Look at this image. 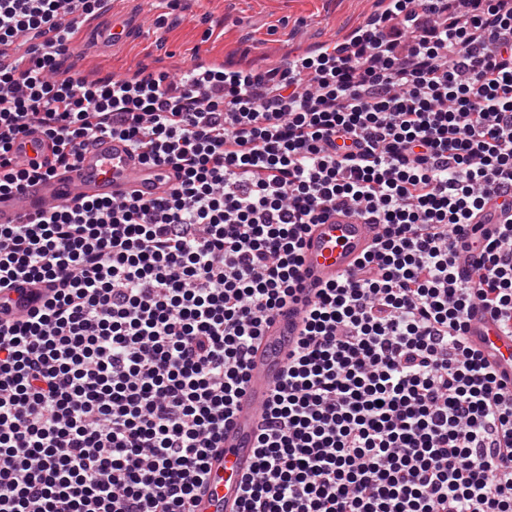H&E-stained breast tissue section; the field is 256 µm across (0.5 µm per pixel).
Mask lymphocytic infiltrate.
Here are the masks:
<instances>
[{
	"label": "lymphocytic infiltrate",
	"mask_w": 512,
	"mask_h": 512,
	"mask_svg": "<svg viewBox=\"0 0 512 512\" xmlns=\"http://www.w3.org/2000/svg\"><path fill=\"white\" fill-rule=\"evenodd\" d=\"M106 2L0 0V199L105 136L177 184L0 225V307L32 304L0 317V512H193L292 303L241 512H512V387L468 336L477 306L512 335V0H390L281 71L62 76ZM35 131L52 156L18 160ZM338 210L381 231L305 299Z\"/></svg>",
	"instance_id": "obj_1"
}]
</instances>
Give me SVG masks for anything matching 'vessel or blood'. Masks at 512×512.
Wrapping results in <instances>:
<instances>
[{
	"mask_svg": "<svg viewBox=\"0 0 512 512\" xmlns=\"http://www.w3.org/2000/svg\"><path fill=\"white\" fill-rule=\"evenodd\" d=\"M21 159L49 154L52 144L39 134L17 138ZM172 168L142 164L130 156L126 144L104 137L89 146L77 166L53 178L27 185L0 201V224H18L50 204H66L94 197L136 196L145 200L166 197L176 184ZM378 225L347 214H332L325 223L311 225L305 236L301 277L306 294L351 271L372 244ZM301 305L295 304L266 324L258 348L249 359V380L233 418L224 426V443L208 459V483L197 495L194 512H239L241 478L256 464L257 420L279 383L289 351L298 335ZM470 336L501 378L512 382V336L502 335L483 309L471 315Z\"/></svg>",
	"mask_w": 512,
	"mask_h": 512,
	"instance_id": "b4317fda",
	"label": "vessel or blood"
}]
</instances>
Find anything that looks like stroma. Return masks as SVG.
Masks as SVG:
<instances>
[{"instance_id": "1", "label": "stroma", "mask_w": 512, "mask_h": 512, "mask_svg": "<svg viewBox=\"0 0 512 512\" xmlns=\"http://www.w3.org/2000/svg\"><path fill=\"white\" fill-rule=\"evenodd\" d=\"M382 8L380 0H111L107 12L82 22L76 32L88 61L63 60L62 69L90 80L131 75L138 64L179 71L195 53L211 63L242 67L264 65L263 45L310 56L318 42L362 25ZM141 15L146 27L126 43L111 46L99 30L111 18Z\"/></svg>"}]
</instances>
